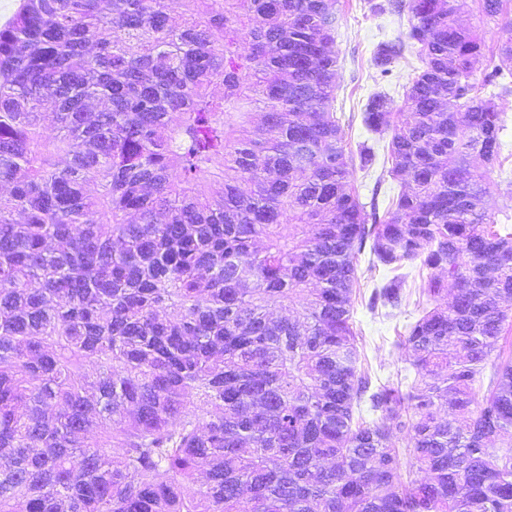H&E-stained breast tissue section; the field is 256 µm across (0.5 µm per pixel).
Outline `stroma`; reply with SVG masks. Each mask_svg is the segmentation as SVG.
<instances>
[{"mask_svg": "<svg viewBox=\"0 0 512 512\" xmlns=\"http://www.w3.org/2000/svg\"><path fill=\"white\" fill-rule=\"evenodd\" d=\"M337 9L336 116L348 149H357L359 144L365 143L372 146L378 156L370 169L364 170L357 165L350 168L349 184L362 203L374 200L383 210L402 190L404 183L393 178L383 166L381 158L386 152L387 140L366 128L362 121L363 112L369 97L380 91L386 93L393 105H401L422 63L416 56H408L394 64L389 77L380 78L373 65V51L381 41L405 37L407 20L391 14H371L367 0H338ZM497 104L502 112L504 162L502 167L492 168L487 173L490 192L484 206L500 222L505 216H512V91L502 94ZM369 258L366 252L358 257L359 285L354 303V323L364 338V365L383 378L402 376L410 367L411 353L400 344L399 337L404 334L406 325L420 316L421 310L411 304L389 314L381 310L369 311L366 302L372 288L389 275L384 267H371Z\"/></svg>", "mask_w": 512, "mask_h": 512, "instance_id": "stroma-1", "label": "stroma"}]
</instances>
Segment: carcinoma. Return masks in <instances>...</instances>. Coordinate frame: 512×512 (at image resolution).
<instances>
[{
    "instance_id": "1",
    "label": "carcinoma",
    "mask_w": 512,
    "mask_h": 512,
    "mask_svg": "<svg viewBox=\"0 0 512 512\" xmlns=\"http://www.w3.org/2000/svg\"><path fill=\"white\" fill-rule=\"evenodd\" d=\"M179 2L23 0L0 29V512H512V225L472 164L500 163L480 93L508 92L512 21L479 79L467 0H368L409 25L380 78L423 63L363 113L408 179L381 214L347 188L374 149L333 112L336 0ZM366 248L372 311L427 270L407 385L361 367Z\"/></svg>"
}]
</instances>
